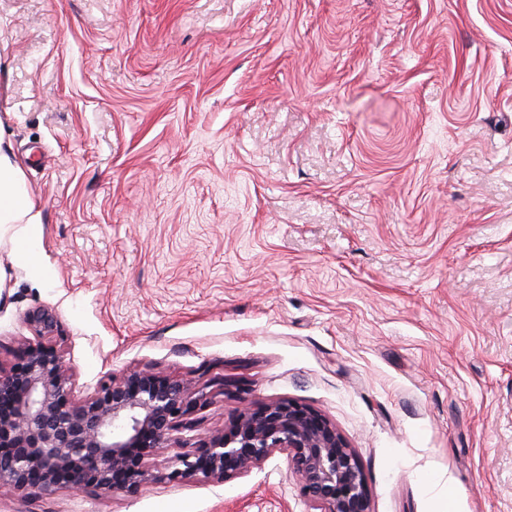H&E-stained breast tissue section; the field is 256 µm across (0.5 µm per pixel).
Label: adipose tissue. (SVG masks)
<instances>
[{
  "instance_id": "adipose-tissue-1",
  "label": "adipose tissue",
  "mask_w": 512,
  "mask_h": 512,
  "mask_svg": "<svg viewBox=\"0 0 512 512\" xmlns=\"http://www.w3.org/2000/svg\"><path fill=\"white\" fill-rule=\"evenodd\" d=\"M36 207L9 148L0 144V238L9 237L15 253L26 258L38 236Z\"/></svg>"
}]
</instances>
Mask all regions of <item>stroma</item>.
Masks as SVG:
<instances>
[{"instance_id": "35a3bbf8", "label": "stroma", "mask_w": 512, "mask_h": 512, "mask_svg": "<svg viewBox=\"0 0 512 512\" xmlns=\"http://www.w3.org/2000/svg\"><path fill=\"white\" fill-rule=\"evenodd\" d=\"M0 362L55 310L76 391L150 367L324 415L372 512H512V0H0ZM240 396L222 395L223 384ZM287 451L0 512H320ZM36 201L28 194L24 179L14 165L10 147L0 140V241L9 235L14 251L25 259L31 256L38 236Z\"/></svg>"}]
</instances>
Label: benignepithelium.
Listing matches in <instances>:
<instances>
[{
  "mask_svg": "<svg viewBox=\"0 0 512 512\" xmlns=\"http://www.w3.org/2000/svg\"><path fill=\"white\" fill-rule=\"evenodd\" d=\"M8 369L0 366V488L51 494L109 492L130 496L150 480L203 478L222 483L288 451L301 494L321 512H371L364 471L355 452L323 415L294 400L244 405L229 433L195 441L192 414L214 396L150 368L103 377L93 393L74 399L75 374L66 362L60 324L34 307ZM177 443L166 472L153 473L151 453Z\"/></svg>",
  "mask_w": 512,
  "mask_h": 512,
  "instance_id": "7a95c632",
  "label": "benign epithelium"
}]
</instances>
